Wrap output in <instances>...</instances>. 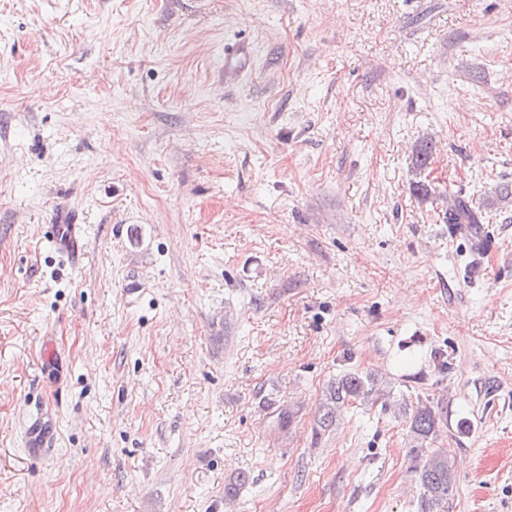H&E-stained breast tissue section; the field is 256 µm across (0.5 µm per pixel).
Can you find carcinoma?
I'll return each mask as SVG.
<instances>
[{"instance_id": "1", "label": "carcinoma", "mask_w": 512, "mask_h": 512, "mask_svg": "<svg viewBox=\"0 0 512 512\" xmlns=\"http://www.w3.org/2000/svg\"><path fill=\"white\" fill-rule=\"evenodd\" d=\"M448 223L478 224L480 218L468 201L448 196ZM384 398L382 409L391 408L389 397L379 390L376 376L371 372L351 371L331 383L318 410L317 425L326 431L336 425L341 409L354 401ZM407 424L409 453L414 461L416 479L424 489L421 512H442L454 498L455 479L453 463L446 448L436 447L442 426L448 424V410L444 400L417 398L416 405L402 406Z\"/></svg>"}]
</instances>
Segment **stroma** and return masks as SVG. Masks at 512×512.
<instances>
[{"mask_svg": "<svg viewBox=\"0 0 512 512\" xmlns=\"http://www.w3.org/2000/svg\"><path fill=\"white\" fill-rule=\"evenodd\" d=\"M507 183L512 0H0V512H419L403 419L317 429L350 371L444 397L448 512H512ZM252 48L248 43L239 42L224 47V74L233 79L245 69L251 60ZM448 224H480L477 213L468 201L448 194ZM53 229L51 243L54 248L68 259H76L84 240L83 224H69L59 220L53 224ZM54 431L51 418L41 414L28 427L24 446L30 454H39L49 448Z\"/></svg>", "mask_w": 512, "mask_h": 512, "instance_id": "35a3bbf8", "label": "stroma"}]
</instances>
